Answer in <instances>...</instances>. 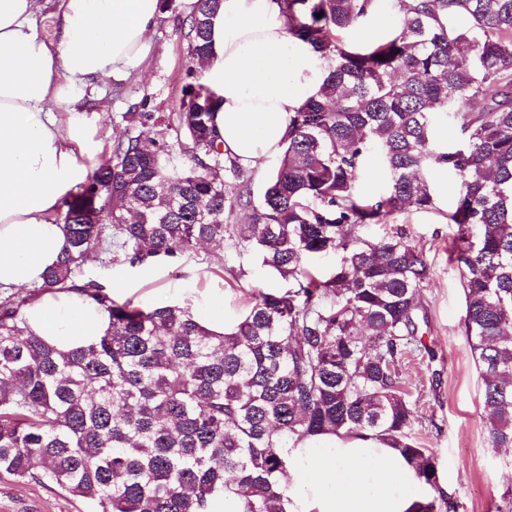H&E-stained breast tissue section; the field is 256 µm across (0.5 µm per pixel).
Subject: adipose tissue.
Instances as JSON below:
<instances>
[{
  "label": "adipose tissue",
  "instance_id": "ef3b65f1",
  "mask_svg": "<svg viewBox=\"0 0 512 512\" xmlns=\"http://www.w3.org/2000/svg\"><path fill=\"white\" fill-rule=\"evenodd\" d=\"M37 0H0V289L36 288L68 247L52 215L87 176L93 131L61 117L66 88L136 71L158 0H59L56 37L35 29ZM327 64L288 32L279 0H221L203 82L222 99L214 126L246 172L282 154L291 115L321 94ZM29 330L66 350L106 335L110 312L74 291L24 310ZM288 512H416L425 487L386 441L310 436L288 451Z\"/></svg>",
  "mask_w": 512,
  "mask_h": 512
}]
</instances>
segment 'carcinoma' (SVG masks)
Listing matches in <instances>:
<instances>
[{
	"instance_id": "cac0c4a2",
	"label": "carcinoma",
	"mask_w": 512,
	"mask_h": 512,
	"mask_svg": "<svg viewBox=\"0 0 512 512\" xmlns=\"http://www.w3.org/2000/svg\"><path fill=\"white\" fill-rule=\"evenodd\" d=\"M288 31L327 61L319 99L293 113L284 151L254 199L251 179L211 126L222 99L186 73L176 124L140 114L64 202L69 249L40 289L107 307L112 330L67 351L27 330L32 294L0 296V478L56 486L88 512H286L288 449L307 436L371 432L399 449L440 512L435 458L415 436L399 372L421 339L430 273L401 227L370 224L431 210L444 167L463 190L446 214L465 299L464 332L483 380L489 445L512 447V0H393L400 31L355 46L375 0H281ZM220 0H194L186 36L209 52ZM384 59H379V56ZM464 144L444 149L448 113ZM379 159L385 190L355 187ZM245 211L246 224L224 214ZM207 241L288 283L252 291L222 334L187 307L119 302L75 272L115 247L132 265L178 262ZM334 255L322 274L309 260Z\"/></svg>"
}]
</instances>
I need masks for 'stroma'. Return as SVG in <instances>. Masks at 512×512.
Returning <instances> with one entry per match:
<instances>
[{
    "instance_id": "35a3bbf8",
    "label": "stroma",
    "mask_w": 512,
    "mask_h": 512,
    "mask_svg": "<svg viewBox=\"0 0 512 512\" xmlns=\"http://www.w3.org/2000/svg\"><path fill=\"white\" fill-rule=\"evenodd\" d=\"M194 0H160L151 47L137 72L125 79L93 86L74 85L70 111L97 129L99 155L109 154L117 140L138 135L140 112L169 115L178 111L185 74L191 65L185 19ZM461 190L455 176L439 188L432 211L409 210L397 223L413 243L424 246L430 275L421 297L427 321L419 332L434 358L414 355L403 360V386L416 404V430L436 459L438 481L455 512H512V449L488 445L482 385L463 328L465 302L460 274L450 260L455 227L444 218ZM243 269L240 278L231 273ZM77 280L110 284L126 281L128 299L145 305H180L203 310L221 301L225 318L247 307L253 289L267 292L285 283L233 249L201 246L177 265L132 266L119 252H107L81 268ZM82 501L58 488L35 482L0 479V512H86Z\"/></svg>"
}]
</instances>
